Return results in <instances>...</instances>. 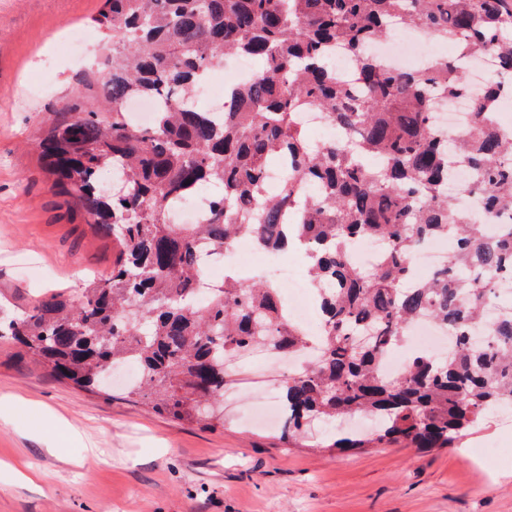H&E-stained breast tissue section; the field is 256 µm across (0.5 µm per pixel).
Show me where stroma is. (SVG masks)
I'll return each instance as SVG.
<instances>
[{"instance_id": "35a3bbf8", "label": "stroma", "mask_w": 512, "mask_h": 512, "mask_svg": "<svg viewBox=\"0 0 512 512\" xmlns=\"http://www.w3.org/2000/svg\"><path fill=\"white\" fill-rule=\"evenodd\" d=\"M101 0H0V319L62 288L108 277L116 248L53 194L34 142L73 88L61 45L75 26L99 48ZM49 73L55 92L37 96ZM224 427L157 415L122 388L55 377L0 339V512H512V425L487 415L456 448L329 447L335 428L285 447L277 426L248 422L240 387ZM489 442L488 464L471 448Z\"/></svg>"}]
</instances>
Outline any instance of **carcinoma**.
<instances>
[{"instance_id": "obj_1", "label": "carcinoma", "mask_w": 512, "mask_h": 512, "mask_svg": "<svg viewBox=\"0 0 512 512\" xmlns=\"http://www.w3.org/2000/svg\"><path fill=\"white\" fill-rule=\"evenodd\" d=\"M398 21L452 42L454 58L426 70H396L368 45ZM107 53L85 72L35 147L52 187L72 198L87 224L120 245L112 275L92 279L79 297L54 291L22 317L0 324L59 378L98 385L109 364H134L130 394L149 410L207 429L224 417L201 412L224 399V357L255 346L291 354L314 342L319 357L280 388L284 439L297 445L315 421L366 413L381 420L377 440L452 448L488 413L512 404V316L484 326L499 284L512 279V129L497 124L512 92V0H104L94 16ZM341 45L355 64L354 93L326 57ZM262 63L251 82L224 101V122L191 102L199 73L228 55ZM496 59L501 77L472 101L468 127L442 133L431 121L435 96L465 90L459 61ZM156 98L149 127L129 101ZM352 131L353 144L317 146L298 121L305 105ZM472 171L465 191L479 213L448 199V156ZM286 166L319 190L308 200L290 188L272 194L266 171ZM119 182L103 192L104 172ZM220 188L209 222L179 231L171 205L205 184ZM249 235L260 249L304 252L321 302L323 331L313 338L286 318L280 289L224 277L200 303L197 241L224 248ZM379 239L387 248L371 271L350 262L353 246ZM434 239L451 242L446 261L424 281L410 257ZM427 317L455 337L444 358L421 353L404 375L380 369L411 324ZM367 337L357 346L358 337ZM343 435L339 451L367 447Z\"/></svg>"}]
</instances>
